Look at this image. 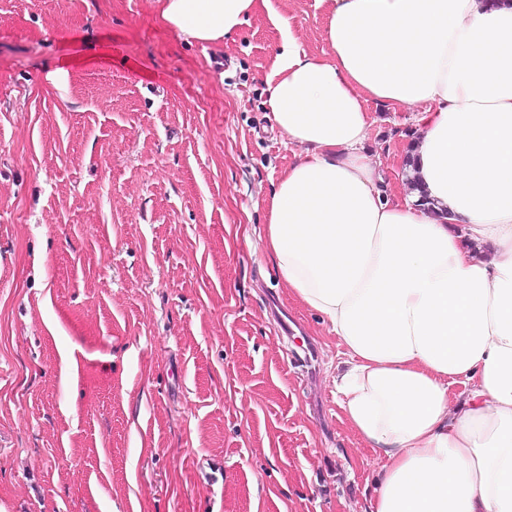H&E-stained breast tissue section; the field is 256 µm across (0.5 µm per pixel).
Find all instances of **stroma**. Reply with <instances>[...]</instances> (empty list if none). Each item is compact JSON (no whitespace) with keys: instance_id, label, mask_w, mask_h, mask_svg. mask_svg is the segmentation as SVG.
Returning <instances> with one entry per match:
<instances>
[{"instance_id":"35a3bbf8","label":"stroma","mask_w":512,"mask_h":512,"mask_svg":"<svg viewBox=\"0 0 512 512\" xmlns=\"http://www.w3.org/2000/svg\"><path fill=\"white\" fill-rule=\"evenodd\" d=\"M328 9L265 0L203 47L156 0H0V512H364L346 357L261 239L295 153L265 79L284 26L330 54ZM370 110L401 193L413 114Z\"/></svg>"}]
</instances>
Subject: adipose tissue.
Returning <instances> with one entry per match:
<instances>
[{"mask_svg":"<svg viewBox=\"0 0 512 512\" xmlns=\"http://www.w3.org/2000/svg\"><path fill=\"white\" fill-rule=\"evenodd\" d=\"M159 5L205 47L257 0ZM325 35L328 57L285 34L266 78L297 153L263 238L348 358L336 397L373 452L366 512H512V0H330ZM372 102L418 128L416 187L391 201Z\"/></svg>","mask_w":512,"mask_h":512,"instance_id":"adipose-tissue-1","label":"adipose tissue"}]
</instances>
